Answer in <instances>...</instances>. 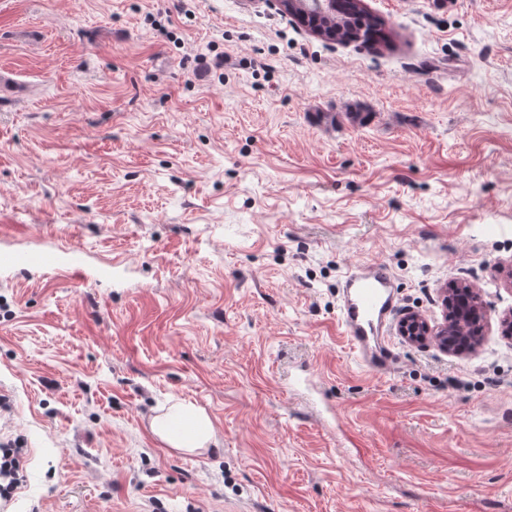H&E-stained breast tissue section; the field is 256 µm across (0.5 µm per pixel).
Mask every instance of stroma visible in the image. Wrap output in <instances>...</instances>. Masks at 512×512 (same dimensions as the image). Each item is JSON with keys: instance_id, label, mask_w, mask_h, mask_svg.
<instances>
[{"instance_id": "stroma-1", "label": "stroma", "mask_w": 512, "mask_h": 512, "mask_svg": "<svg viewBox=\"0 0 512 512\" xmlns=\"http://www.w3.org/2000/svg\"><path fill=\"white\" fill-rule=\"evenodd\" d=\"M364 3L388 46L270 0H0V249L79 253L0 278V512H512V0ZM375 261L397 319L477 288L478 349L393 324L359 366L338 284ZM172 398L208 450L153 435ZM151 428L167 448L182 452L206 449L215 438V425L207 411L178 398L153 416ZM26 448H0V499L8 500L18 488L15 477Z\"/></svg>"}]
</instances>
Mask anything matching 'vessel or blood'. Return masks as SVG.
Instances as JSON below:
<instances>
[{
    "label": "vessel or blood",
    "mask_w": 512,
    "mask_h": 512,
    "mask_svg": "<svg viewBox=\"0 0 512 512\" xmlns=\"http://www.w3.org/2000/svg\"><path fill=\"white\" fill-rule=\"evenodd\" d=\"M37 264L58 267L59 257L51 250L0 253V269ZM339 318L344 334L359 363L368 371L384 375L398 360L386 334L398 306V293L390 268L381 262L360 263L342 275L339 288Z\"/></svg>",
    "instance_id": "1"
}]
</instances>
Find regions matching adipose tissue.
I'll list each match as a JSON object with an SVG mask.
<instances>
[{"instance_id": "obj_1", "label": "adipose tissue", "mask_w": 512, "mask_h": 512, "mask_svg": "<svg viewBox=\"0 0 512 512\" xmlns=\"http://www.w3.org/2000/svg\"><path fill=\"white\" fill-rule=\"evenodd\" d=\"M151 428L166 447L182 452L208 448L215 438V425L207 411L178 398L153 416Z\"/></svg>"}]
</instances>
